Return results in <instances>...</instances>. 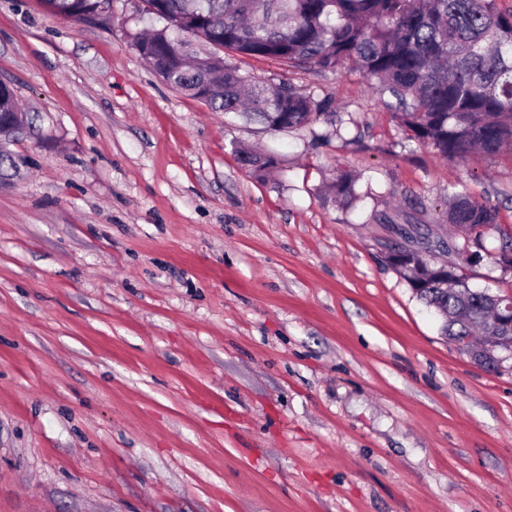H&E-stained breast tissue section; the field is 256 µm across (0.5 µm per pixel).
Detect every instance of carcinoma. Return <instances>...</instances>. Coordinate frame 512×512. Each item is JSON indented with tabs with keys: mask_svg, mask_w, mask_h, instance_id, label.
<instances>
[{
	"mask_svg": "<svg viewBox=\"0 0 512 512\" xmlns=\"http://www.w3.org/2000/svg\"><path fill=\"white\" fill-rule=\"evenodd\" d=\"M65 20L100 14L112 0H43ZM143 11L164 23L138 37L140 56L172 89L235 114L270 133L309 127L329 103L292 79L277 84L241 72L243 58L269 60L288 73L347 70L365 77L408 139L448 159L474 151L512 149V10L496 0H143ZM205 46L193 48V42ZM259 177L280 166L271 152L235 151ZM356 177L337 175L331 186L350 206ZM447 223L482 242L487 228L499 235L494 262L512 251V230L498 211L464 191H448ZM388 266L415 297L434 310L441 335L462 341L481 327L475 317L487 298L456 271L444 288L436 262L394 247Z\"/></svg>",
	"mask_w": 512,
	"mask_h": 512,
	"instance_id": "1",
	"label": "carcinoma"
}]
</instances>
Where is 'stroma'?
Returning a JSON list of instances; mask_svg holds the SVG:
<instances>
[{"label":"stroma","mask_w":512,"mask_h":512,"mask_svg":"<svg viewBox=\"0 0 512 512\" xmlns=\"http://www.w3.org/2000/svg\"><path fill=\"white\" fill-rule=\"evenodd\" d=\"M159 26L0 0L34 130L0 188V512H512V372L441 335L378 217L512 294L498 235L471 265L444 222L456 183L512 227V152L443 159L340 70L292 76L333 121L265 132L168 87L135 48ZM237 161L244 169L258 177L280 166V159L272 152L255 153L244 149L235 150ZM356 180V177L349 172H341L337 175L336 182L331 189L341 205L350 206L357 200L354 192Z\"/></svg>","instance_id":"obj_1"}]
</instances>
